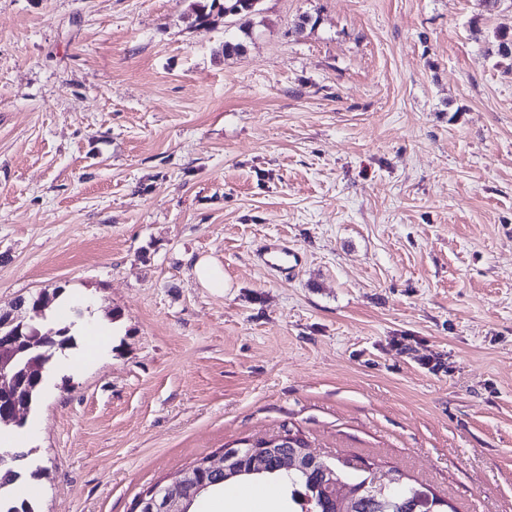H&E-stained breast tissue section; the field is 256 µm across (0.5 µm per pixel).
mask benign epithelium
Instances as JSON below:
<instances>
[{"mask_svg":"<svg viewBox=\"0 0 512 512\" xmlns=\"http://www.w3.org/2000/svg\"><path fill=\"white\" fill-rule=\"evenodd\" d=\"M36 317H45L41 291L30 298H19L12 311L0 312V423L18 424L27 412V395L19 383L20 375L35 384L43 380L46 343L39 337ZM295 441L296 435L285 433L260 445L250 443L246 448H226L217 456L204 457L149 487L139 498L136 512H190L195 502L211 488L202 481L200 474L222 476L224 482L230 483L248 473H262L266 471L262 458L266 450L276 444L284 447L276 455L277 470L288 473L315 468L325 475L331 473V459L317 456L307 448L287 450ZM242 459L253 460L254 468L243 472L239 464Z\"/></svg>","mask_w":512,"mask_h":512,"instance_id":"7a95c632","label":"benign epithelium"}]
</instances>
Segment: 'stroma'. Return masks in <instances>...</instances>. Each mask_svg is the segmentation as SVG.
Returning a JSON list of instances; mask_svg holds the SVG:
<instances>
[{
  "label": "stroma",
  "mask_w": 512,
  "mask_h": 512,
  "mask_svg": "<svg viewBox=\"0 0 512 512\" xmlns=\"http://www.w3.org/2000/svg\"><path fill=\"white\" fill-rule=\"evenodd\" d=\"M193 3L0 0V310L60 286L41 332L112 327L54 356L16 495L131 512L292 429L512 512V0ZM222 1V3H220ZM202 2L204 0H198L197 3L194 4V13L195 20L199 22V24H205L209 21L211 17V11L216 7L217 3L219 5V11L224 12V16L227 15H241V14H250L257 10L259 0H211V4L209 6V11H207V5H203ZM257 255L267 267L288 274L295 271L303 260L298 250L281 243H265L259 247ZM194 273L206 288L222 289L224 287V271L206 259L195 262Z\"/></svg>",
  "instance_id": "35a3bbf8"
}]
</instances>
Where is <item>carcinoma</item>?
<instances>
[{"mask_svg":"<svg viewBox=\"0 0 512 512\" xmlns=\"http://www.w3.org/2000/svg\"><path fill=\"white\" fill-rule=\"evenodd\" d=\"M219 8L224 15L250 14L257 10L256 0H211L205 5L204 0L194 4L195 21L205 24L211 17V10ZM496 54L503 59H512V32L498 30L494 32ZM53 350L65 351L74 346V335L69 325L58 327L51 333ZM350 461L336 459V478L352 487L351 503L344 505L333 499L323 488L324 477L317 470L309 472L296 471L288 476L268 472L262 479L287 480L291 499L300 505V512H413V502L417 487L405 484L396 477L387 480L384 493L378 498L371 496L373 475L362 469V474L351 475ZM18 479V473L7 477L0 472V512H36L35 506L27 501H18L11 495V485Z\"/></svg>","mask_w":512,"mask_h":512,"instance_id":"obj_1","label":"carcinoma"}]
</instances>
